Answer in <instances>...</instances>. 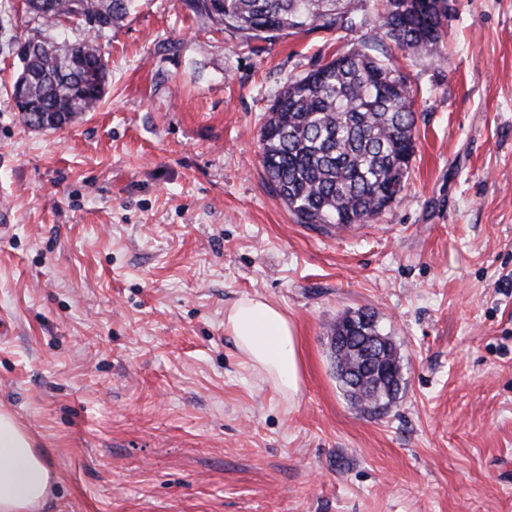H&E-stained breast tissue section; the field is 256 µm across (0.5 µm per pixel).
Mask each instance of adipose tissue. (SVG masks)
Masks as SVG:
<instances>
[{"instance_id":"obj_1","label":"adipose tissue","mask_w":512,"mask_h":512,"mask_svg":"<svg viewBox=\"0 0 512 512\" xmlns=\"http://www.w3.org/2000/svg\"><path fill=\"white\" fill-rule=\"evenodd\" d=\"M224 329L247 363L288 397L302 390L295 328L287 315L260 296L240 297L224 314ZM53 473L9 412L0 410V512H39Z\"/></svg>"}]
</instances>
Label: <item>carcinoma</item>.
<instances>
[{
  "mask_svg": "<svg viewBox=\"0 0 512 512\" xmlns=\"http://www.w3.org/2000/svg\"><path fill=\"white\" fill-rule=\"evenodd\" d=\"M136 0H26L41 27L79 9L85 24L104 33L131 15ZM248 41L286 34L361 29L376 10L381 39L332 57L291 77L259 133L261 164L278 198L301 224H369L397 200L415 155L414 96L391 49L434 55L448 38V0H185ZM11 47L25 80L16 105L34 129L57 130L101 101L108 65L101 47L55 37L15 39ZM383 335L376 314L358 309L336 317L328 332L336 377L351 405L380 416L396 403L402 380L384 381L366 367L365 352ZM382 362L402 374L392 340Z\"/></svg>",
  "mask_w": 512,
  "mask_h": 512,
  "instance_id": "cac0c4a2",
  "label": "carcinoma"
}]
</instances>
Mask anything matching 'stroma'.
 <instances>
[{
  "label": "stroma",
  "instance_id": "stroma-1",
  "mask_svg": "<svg viewBox=\"0 0 512 512\" xmlns=\"http://www.w3.org/2000/svg\"><path fill=\"white\" fill-rule=\"evenodd\" d=\"M0 0V405L56 475L42 512H512V0H456L439 57L394 63L416 153L374 222L322 231L272 191L258 134L289 77L377 37L246 41L140 0L101 45L96 111L26 126ZM293 322L302 391L250 370L224 313ZM375 311L404 384L355 409L327 326Z\"/></svg>",
  "mask_w": 512,
  "mask_h": 512
}]
</instances>
